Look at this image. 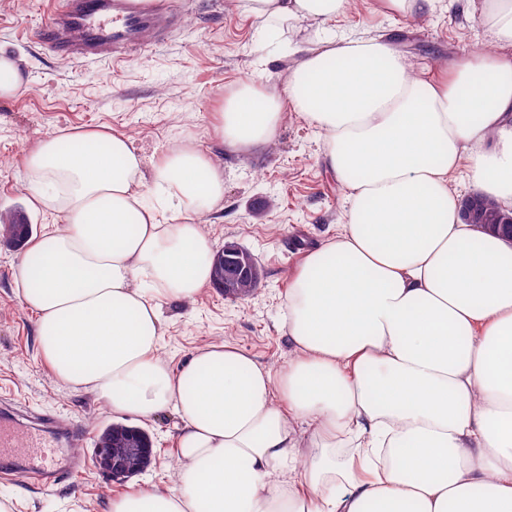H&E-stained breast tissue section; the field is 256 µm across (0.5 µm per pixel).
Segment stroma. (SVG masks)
<instances>
[{
    "mask_svg": "<svg viewBox=\"0 0 512 512\" xmlns=\"http://www.w3.org/2000/svg\"><path fill=\"white\" fill-rule=\"evenodd\" d=\"M168 2L179 13V26L151 51L118 64H84L50 53L35 39L49 18V0H0V50L17 58L24 75L20 94L0 100V214L27 219L37 235L56 223L54 214L28 206L19 165L24 148L45 134L105 125L131 135L147 158L193 136L224 168V198L202 218L212 245L235 241L247 247L264 278L245 300L224 298L210 287L192 304L166 302L165 355L179 367L200 345L227 341L275 367L289 349L283 327L287 275L309 247L335 234L343 191L323 162L321 137L295 116L287 117L270 148L247 154L225 149L214 127L225 92L258 76L284 86L293 59L231 0ZM481 13L482 0H459L455 10L439 8L408 23L384 17L376 0H357L336 28L395 36L416 62L431 66L483 47ZM22 255V249L0 243V399L17 401L29 420L49 413L60 425L79 424L97 437L112 415L95 394L61 382L43 362L36 319L19 299ZM179 424L170 411L144 422L157 459L132 482L106 481L88 447L81 470L57 485L0 478V501H8L12 512H105L108 499L132 484L172 482Z\"/></svg>",
    "mask_w": 512,
    "mask_h": 512,
    "instance_id": "obj_1",
    "label": "stroma"
}]
</instances>
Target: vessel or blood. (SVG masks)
Here are the masks:
<instances>
[{
	"label": "vessel or blood",
	"instance_id": "obj_1",
	"mask_svg": "<svg viewBox=\"0 0 512 512\" xmlns=\"http://www.w3.org/2000/svg\"><path fill=\"white\" fill-rule=\"evenodd\" d=\"M174 25L171 9L140 12L130 0H52L51 17L36 37L54 53L92 63L147 53ZM18 420L15 403H0V469L33 476L51 486L81 468L80 449L87 438L81 425L56 435L53 419L43 417L21 449L16 444Z\"/></svg>",
	"mask_w": 512,
	"mask_h": 512
}]
</instances>
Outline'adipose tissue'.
I'll list each match as a JSON object with an SVG mask.
<instances>
[{
    "mask_svg": "<svg viewBox=\"0 0 512 512\" xmlns=\"http://www.w3.org/2000/svg\"><path fill=\"white\" fill-rule=\"evenodd\" d=\"M287 26L284 88L225 95L236 153L315 127L345 222L289 277L279 367L225 342L180 368L162 305L211 284L200 217L224 170L185 139L145 163L104 126L45 135L22 158L31 206L60 221L17 269L54 376L115 416L181 421L171 487L108 512H512V247L464 224L460 189L512 208V0H485L486 48L431 77L388 35L307 37L354 0H239Z\"/></svg>",
    "mask_w": 512,
    "mask_h": 512,
    "instance_id": "1",
    "label": "adipose tissue"
}]
</instances>
